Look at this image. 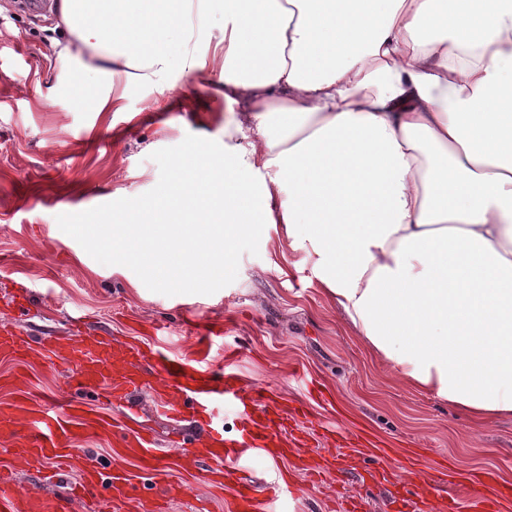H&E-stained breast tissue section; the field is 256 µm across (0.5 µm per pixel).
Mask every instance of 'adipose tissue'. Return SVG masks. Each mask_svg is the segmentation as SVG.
<instances>
[{
  "label": "adipose tissue",
  "instance_id": "obj_1",
  "mask_svg": "<svg viewBox=\"0 0 512 512\" xmlns=\"http://www.w3.org/2000/svg\"><path fill=\"white\" fill-rule=\"evenodd\" d=\"M50 48L173 90L216 71L224 148L128 201L112 265L171 288L232 276L234 240L310 247L317 279L401 383L512 417V0H54ZM220 39L206 36L214 13Z\"/></svg>",
  "mask_w": 512,
  "mask_h": 512
}]
</instances>
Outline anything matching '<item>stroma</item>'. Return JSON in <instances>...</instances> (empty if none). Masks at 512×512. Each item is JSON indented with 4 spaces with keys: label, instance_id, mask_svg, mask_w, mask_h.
<instances>
[{
    "label": "stroma",
    "instance_id": "stroma-1",
    "mask_svg": "<svg viewBox=\"0 0 512 512\" xmlns=\"http://www.w3.org/2000/svg\"><path fill=\"white\" fill-rule=\"evenodd\" d=\"M54 25V16L17 8L0 14V320L14 319L26 335L65 336L78 314L89 333L105 329L178 356L201 347L217 375L225 350L235 349L234 369L245 384L269 385L276 401L304 407L297 425L308 459L321 461L323 434L350 431L336 441L324 480L288 459L294 486L277 512H327L340 492L363 499L364 512H392L395 485L369 477L370 447L386 450L395 465L410 449H426L415 471L431 485L438 481L435 457L447 458L456 481L492 471L512 485V419L479 425L395 380L319 288L310 249L283 254L259 236L240 240L235 277L199 293L161 287L135 264L113 270L78 220L100 221L173 182L174 159L200 136L221 150L224 104L210 101L207 75L181 74L177 93L136 84L124 111L98 113L77 95L107 80L77 66L63 71L52 101L40 102ZM64 374L63 364L48 363L37 349L22 362L0 359V403L25 393L50 399ZM315 386L329 402L309 401ZM182 454L172 449L165 460L167 480L187 488L170 512H193L200 501L208 512H225L226 494H212Z\"/></svg>",
    "mask_w": 512,
    "mask_h": 512
}]
</instances>
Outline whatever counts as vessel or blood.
<instances>
[{"label":"vessel or blood","mask_w":512,"mask_h":512,"mask_svg":"<svg viewBox=\"0 0 512 512\" xmlns=\"http://www.w3.org/2000/svg\"><path fill=\"white\" fill-rule=\"evenodd\" d=\"M41 345L47 359L65 364L68 373L52 401L24 399L0 405V436H21L20 443L8 450L12 465L35 466L40 479L68 483L67 474L80 454L73 442L92 424L118 435L116 457L132 453L140 465L132 473L115 461L93 464L82 469L78 482L68 483L67 492L57 499L18 485L0 470V512H72L74 501L100 495L119 508L144 499L148 512H169L170 503L182 489L162 477L161 444L155 436L127 427L138 415L133 398L147 387L158 397L157 413L188 434L191 451L186 465L199 468L210 487L230 488L229 512H275L276 495L258 491L250 480L232 478L229 466L258 448L266 450L273 461L288 458L293 417L273 399L268 387H244L231 367L234 352L225 353L226 368L216 375L162 349L137 341H117L106 331L64 338L47 334ZM30 349L29 337L15 334L8 322L0 323V354L18 359ZM87 389L101 390L121 401L120 414L95 416L89 425L78 422L83 404L76 393ZM228 405L236 414L231 431L224 427ZM495 481L490 473L470 479L464 486L466 506L452 499L448 512H493L495 503L487 489Z\"/></svg>","instance_id":"1"}]
</instances>
